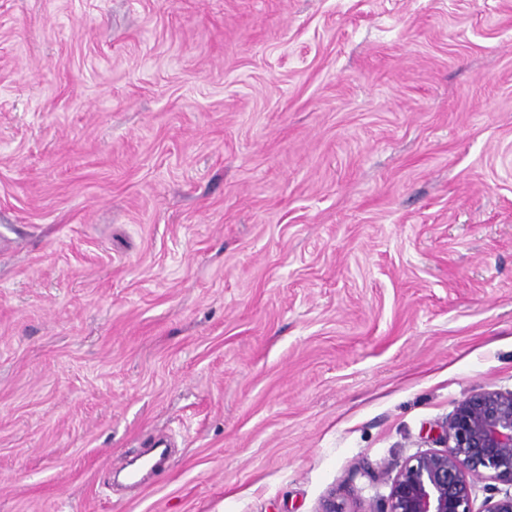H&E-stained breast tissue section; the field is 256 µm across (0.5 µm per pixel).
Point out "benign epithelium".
<instances>
[{"label":"benign epithelium","mask_w":512,"mask_h":512,"mask_svg":"<svg viewBox=\"0 0 512 512\" xmlns=\"http://www.w3.org/2000/svg\"><path fill=\"white\" fill-rule=\"evenodd\" d=\"M442 449L395 465L380 512H474L478 484L484 512H512V390H475L441 426Z\"/></svg>","instance_id":"7a95c632"}]
</instances>
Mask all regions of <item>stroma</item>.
Segmentation results:
<instances>
[{
  "label": "stroma",
  "instance_id": "1",
  "mask_svg": "<svg viewBox=\"0 0 512 512\" xmlns=\"http://www.w3.org/2000/svg\"><path fill=\"white\" fill-rule=\"evenodd\" d=\"M512 390V0H0V512H374Z\"/></svg>",
  "mask_w": 512,
  "mask_h": 512
}]
</instances>
